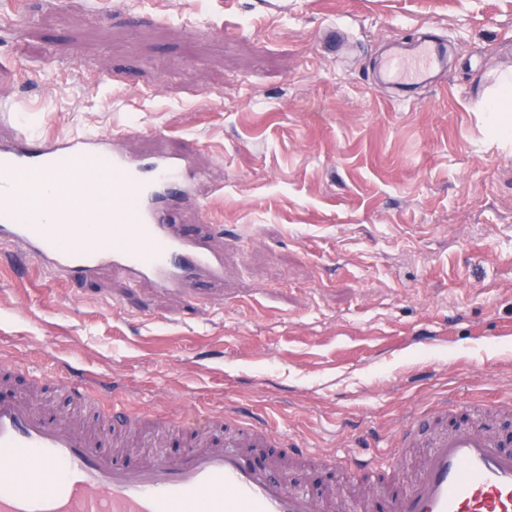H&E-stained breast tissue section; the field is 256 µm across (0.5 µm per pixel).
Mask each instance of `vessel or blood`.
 Returning <instances> with one entry per match:
<instances>
[{"label":"vessel or blood","instance_id":"b4317fda","mask_svg":"<svg viewBox=\"0 0 512 512\" xmlns=\"http://www.w3.org/2000/svg\"><path fill=\"white\" fill-rule=\"evenodd\" d=\"M447 44L430 34L391 53L390 82L445 65ZM188 157L133 159L106 136L37 137L0 145V244L49 274L90 278L102 267L132 283L195 295L224 278V244L176 223L174 190L191 196ZM151 426L177 436L174 454L117 457L102 433L70 414L47 416L25 396L0 394V512H336L328 496L288 484V460L317 453L291 443L288 459L254 462L279 434L238 412L161 414ZM383 512H512V451L466 420L442 428L410 489L371 458Z\"/></svg>","mask_w":512,"mask_h":512}]
</instances>
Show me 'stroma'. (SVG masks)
Segmentation results:
<instances>
[{
	"label": "stroma",
	"instance_id": "obj_1",
	"mask_svg": "<svg viewBox=\"0 0 512 512\" xmlns=\"http://www.w3.org/2000/svg\"><path fill=\"white\" fill-rule=\"evenodd\" d=\"M423 25L448 65L404 104L380 64ZM508 71L512 0H0V142L124 128L205 171L179 223L240 239L194 301L0 247V357L112 405L244 409L330 454L289 483L340 512L369 493L353 437L409 485L435 398L512 430V141L484 112Z\"/></svg>",
	"mask_w": 512,
	"mask_h": 512
}]
</instances>
